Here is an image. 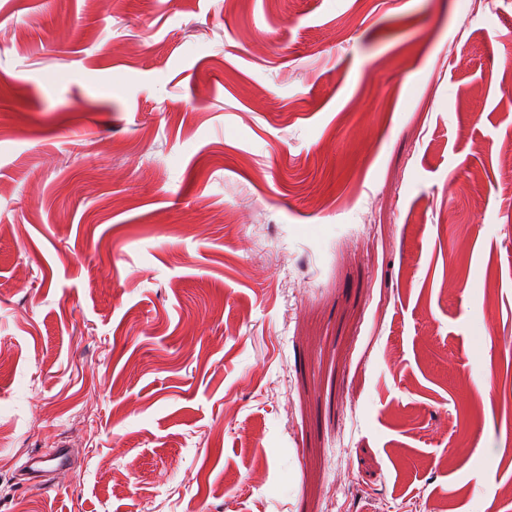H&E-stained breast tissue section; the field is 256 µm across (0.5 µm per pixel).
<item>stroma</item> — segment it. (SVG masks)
<instances>
[{"label": "stroma", "mask_w": 512, "mask_h": 512, "mask_svg": "<svg viewBox=\"0 0 512 512\" xmlns=\"http://www.w3.org/2000/svg\"><path fill=\"white\" fill-rule=\"evenodd\" d=\"M510 142L512 0H0V512H512ZM48 455H42L37 453L31 455L26 463L28 473L33 474L39 472V465L44 458H52L58 461V469L65 470L69 466L70 462V450L69 448H49Z\"/></svg>", "instance_id": "obj_1"}]
</instances>
